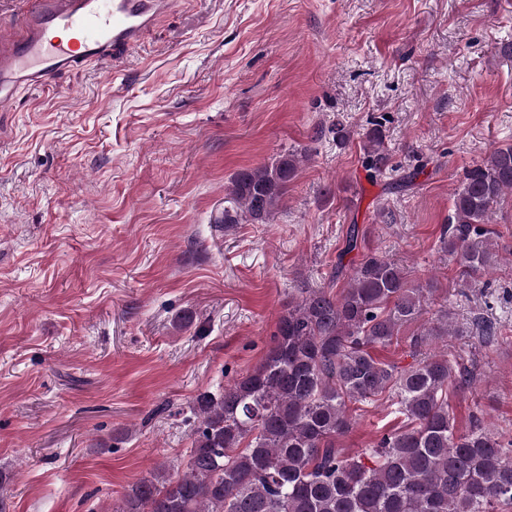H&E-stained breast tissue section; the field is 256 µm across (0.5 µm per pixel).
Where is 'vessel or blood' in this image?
<instances>
[{
  "label": "vessel or blood",
  "mask_w": 512,
  "mask_h": 512,
  "mask_svg": "<svg viewBox=\"0 0 512 512\" xmlns=\"http://www.w3.org/2000/svg\"><path fill=\"white\" fill-rule=\"evenodd\" d=\"M176 0H36L22 36L0 25V104L139 46Z\"/></svg>",
  "instance_id": "b4317fda"
}]
</instances>
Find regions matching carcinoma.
Returning a JSON list of instances; mask_svg holds the SVG:
<instances>
[{"instance_id": "carcinoma-1", "label": "carcinoma", "mask_w": 512, "mask_h": 512, "mask_svg": "<svg viewBox=\"0 0 512 512\" xmlns=\"http://www.w3.org/2000/svg\"><path fill=\"white\" fill-rule=\"evenodd\" d=\"M382 125L364 134L362 164L374 178L388 169ZM309 155L293 151L239 170L225 197L224 223L271 224L288 183ZM512 194V146L496 147L466 170L453 195L443 250L477 286L498 255L489 223ZM431 286L373 249L352 266L347 287L298 288L280 316L274 344L252 371L196 397L198 425L186 470L159 465L107 512H504L512 508V458L503 436L471 417L457 433L448 386L467 380L448 352L421 355L459 335L448 311L410 337L414 363L401 367L372 350L393 344L416 323ZM406 421L363 454L336 446L353 419L348 404L384 392Z\"/></svg>"}]
</instances>
